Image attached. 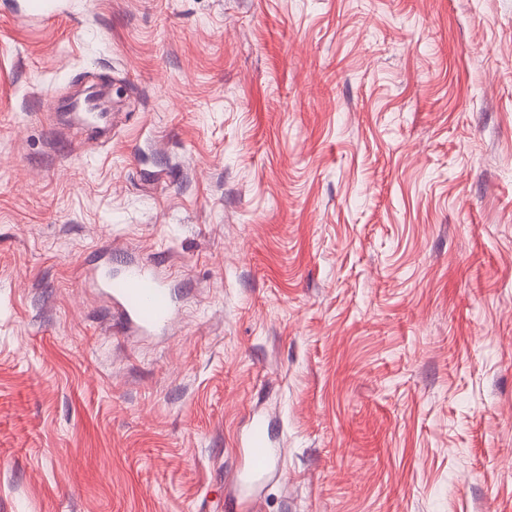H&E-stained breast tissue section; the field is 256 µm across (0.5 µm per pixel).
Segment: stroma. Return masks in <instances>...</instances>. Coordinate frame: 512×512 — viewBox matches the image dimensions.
<instances>
[{
  "label": "stroma",
  "mask_w": 512,
  "mask_h": 512,
  "mask_svg": "<svg viewBox=\"0 0 512 512\" xmlns=\"http://www.w3.org/2000/svg\"><path fill=\"white\" fill-rule=\"evenodd\" d=\"M253 494L512 512V0H0V512ZM99 288H104L126 321L143 334L169 329L175 314L172 288L157 273L144 266L130 268L122 276L96 274ZM248 447L250 464L246 472L242 474L241 481L246 474L254 477L261 476L265 474L269 468L275 448L269 447L268 432L264 423L257 422L253 425Z\"/></svg>",
  "instance_id": "1"
}]
</instances>
